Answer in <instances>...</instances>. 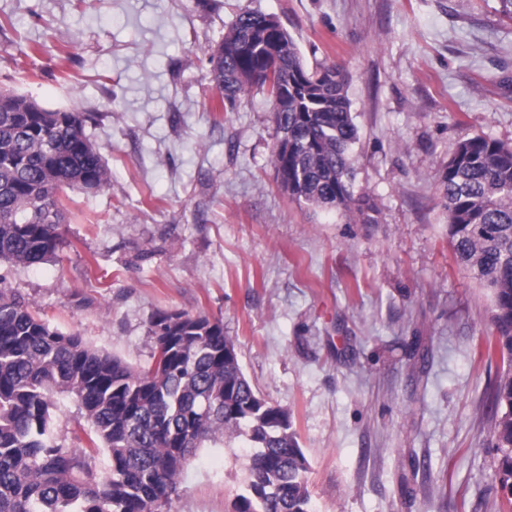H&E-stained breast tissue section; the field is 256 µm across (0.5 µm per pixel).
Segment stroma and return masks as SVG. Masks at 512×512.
Returning <instances> with one entry per match:
<instances>
[{
  "mask_svg": "<svg viewBox=\"0 0 512 512\" xmlns=\"http://www.w3.org/2000/svg\"><path fill=\"white\" fill-rule=\"evenodd\" d=\"M244 10L343 67L376 223L279 188L260 88L208 110V54ZM0 90L92 113L110 171L68 191L57 259L4 271L51 326L145 367L157 313L221 319L292 415L314 512H499L491 301L453 257L441 186L461 140L512 145L498 0H0ZM252 453L199 449L171 512H235Z\"/></svg>",
  "mask_w": 512,
  "mask_h": 512,
  "instance_id": "1",
  "label": "stroma"
}]
</instances>
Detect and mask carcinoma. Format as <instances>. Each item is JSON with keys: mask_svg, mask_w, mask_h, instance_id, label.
Returning <instances> with one entry per match:
<instances>
[{"mask_svg": "<svg viewBox=\"0 0 512 512\" xmlns=\"http://www.w3.org/2000/svg\"><path fill=\"white\" fill-rule=\"evenodd\" d=\"M265 18L236 15L209 55L206 79L231 107L254 85L270 99L274 87L296 80L271 109L275 137H288V154H272L282 190L300 205L376 222L375 204L353 190L358 127L343 68H308L289 34L270 67ZM88 119L0 91V266L57 258L62 193L107 185ZM442 185L454 258L490 293L495 335L486 356L507 363L489 409L498 481L512 492V146L483 135L461 140ZM4 281L0 274V512H158L197 449L239 436L256 451L236 512H313L310 464L292 417L254 391L221 319L156 315L152 361L138 369L50 326ZM59 394L79 407L77 447L53 437Z\"/></svg>", "mask_w": 512, "mask_h": 512, "instance_id": "1", "label": "carcinoma"}]
</instances>
